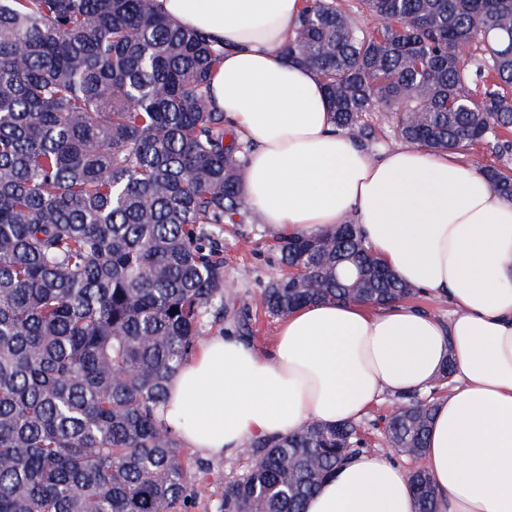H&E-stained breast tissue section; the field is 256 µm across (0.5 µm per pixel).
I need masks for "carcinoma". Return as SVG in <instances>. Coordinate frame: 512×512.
Here are the masks:
<instances>
[{
    "label": "carcinoma",
    "instance_id": "carcinoma-1",
    "mask_svg": "<svg viewBox=\"0 0 512 512\" xmlns=\"http://www.w3.org/2000/svg\"><path fill=\"white\" fill-rule=\"evenodd\" d=\"M305 0L286 61L316 70L334 123L374 140L386 107L401 138L512 152V0ZM224 47L156 0H0V512H187L203 486L161 410L169 379L224 321V219L249 209L246 154L208 104ZM512 200V168L486 165ZM302 270L263 290L267 313L320 300L414 295L357 225L278 241ZM176 314H171V311ZM383 438L423 457L424 401ZM367 447L359 425L311 422L251 444L216 512H305ZM416 512H437L428 470Z\"/></svg>",
    "mask_w": 512,
    "mask_h": 512
}]
</instances>
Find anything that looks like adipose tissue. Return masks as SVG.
<instances>
[{"label":"adipose tissue","instance_id":"obj_1","mask_svg":"<svg viewBox=\"0 0 512 512\" xmlns=\"http://www.w3.org/2000/svg\"><path fill=\"white\" fill-rule=\"evenodd\" d=\"M156 3L223 44L208 101L251 145L241 188L271 232L354 222L403 282L451 308L443 323L405 302L325 301L281 319L265 350L209 336L170 381L167 424L185 447L234 458L257 438L423 395L449 365L423 456L439 510L512 512V202L457 154L409 144L374 154L338 129L316 71L279 57L304 0ZM305 512H415L409 473L360 452Z\"/></svg>","mask_w":512,"mask_h":512}]
</instances>
